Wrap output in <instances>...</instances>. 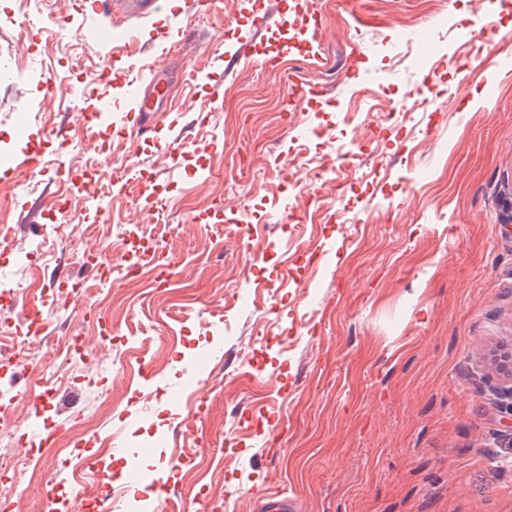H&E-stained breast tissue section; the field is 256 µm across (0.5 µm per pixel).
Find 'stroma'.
Returning a JSON list of instances; mask_svg holds the SVG:
<instances>
[{"instance_id":"1","label":"stroma","mask_w":512,"mask_h":512,"mask_svg":"<svg viewBox=\"0 0 512 512\" xmlns=\"http://www.w3.org/2000/svg\"><path fill=\"white\" fill-rule=\"evenodd\" d=\"M20 2L0 0V322L35 308L45 330L0 344L21 466L0 472L6 512H81L99 471L134 464L166 482L153 512H260L264 489L292 512H512V379L493 360L512 353V8L271 0L256 32V0H162L143 20ZM307 10L316 66L289 45ZM480 18L494 53L472 47ZM169 29L187 39L167 58ZM277 54L319 88L308 111L262 68ZM155 62L184 110L130 111L124 78ZM101 99L126 136L88 121ZM105 141L162 221L97 171ZM116 265L131 274L102 286ZM36 426L96 471L53 468Z\"/></svg>"}]
</instances>
